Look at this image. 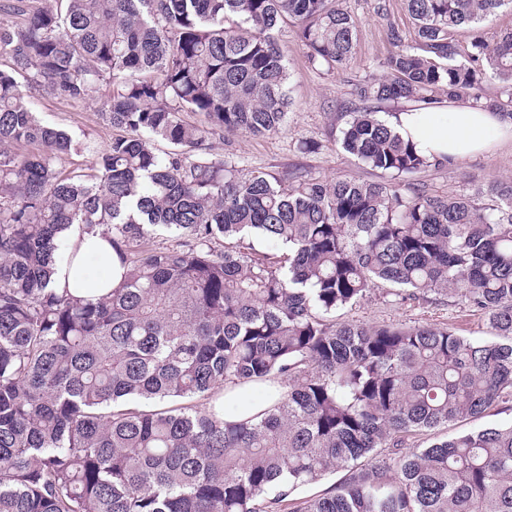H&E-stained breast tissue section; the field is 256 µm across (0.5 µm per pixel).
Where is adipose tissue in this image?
I'll return each instance as SVG.
<instances>
[{
	"mask_svg": "<svg viewBox=\"0 0 512 512\" xmlns=\"http://www.w3.org/2000/svg\"><path fill=\"white\" fill-rule=\"evenodd\" d=\"M394 124L428 157L463 161L487 152L512 136V120L469 106L414 109L397 115ZM72 261H58L53 285L77 297H97L116 287L123 276L111 246L103 239L72 230Z\"/></svg>",
	"mask_w": 512,
	"mask_h": 512,
	"instance_id": "ef3b65f1",
	"label": "adipose tissue"
}]
</instances>
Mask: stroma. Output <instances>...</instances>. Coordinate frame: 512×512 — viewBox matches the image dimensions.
Segmentation results:
<instances>
[{
    "instance_id": "35a3bbf8",
    "label": "stroma",
    "mask_w": 512,
    "mask_h": 512,
    "mask_svg": "<svg viewBox=\"0 0 512 512\" xmlns=\"http://www.w3.org/2000/svg\"><path fill=\"white\" fill-rule=\"evenodd\" d=\"M358 20L357 40L347 67L335 72L309 64L306 48L291 28L279 34L282 51L289 61L293 105L280 132L263 136L217 133L210 141L212 153L223 155L243 171L260 168L278 175L300 168L312 178L347 177L358 181L381 180L380 172L345 155L339 141L337 113L354 103L355 88L364 80L381 76L380 61L391 51L389 27L405 38L413 29L403 0H349ZM31 106L45 124L59 128L79 141V154L63 157L62 166L86 167L111 141L113 129L98 116V103L73 104L45 93H34ZM315 141L314 151L302 143ZM434 192L469 195L476 185L489 180L512 182V142L496 146L463 162L429 168L415 176ZM363 323L445 324L458 334L487 339L491 336L485 317L469 311L455 299L430 295L428 301L400 305L384 289H377L347 314Z\"/></svg>"
}]
</instances>
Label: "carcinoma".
Masks as SVG:
<instances>
[{
	"label": "carcinoma",
	"instance_id": "carcinoma-1",
	"mask_svg": "<svg viewBox=\"0 0 512 512\" xmlns=\"http://www.w3.org/2000/svg\"><path fill=\"white\" fill-rule=\"evenodd\" d=\"M384 75L356 86L343 151L387 176L289 183L209 152L277 133L292 105L278 36L350 60L346 0H12L0 21V512H512V423L423 432L512 408V183L482 203L404 178L437 163L378 115L405 101L512 118V0H405ZM473 32L461 50L455 36ZM502 91L486 98L488 75ZM122 134L88 172L30 94L88 103ZM200 112L205 124L182 114ZM170 150L162 152L157 143ZM35 145L19 153L14 146ZM78 226L126 269L100 299L51 284ZM164 229L175 240L153 246ZM278 253L258 254L251 238ZM450 294L477 341L435 324L341 321L373 287ZM271 404L224 418L226 388ZM341 479L300 499L303 486Z\"/></svg>",
	"mask_w": 512,
	"mask_h": 512
}]
</instances>
